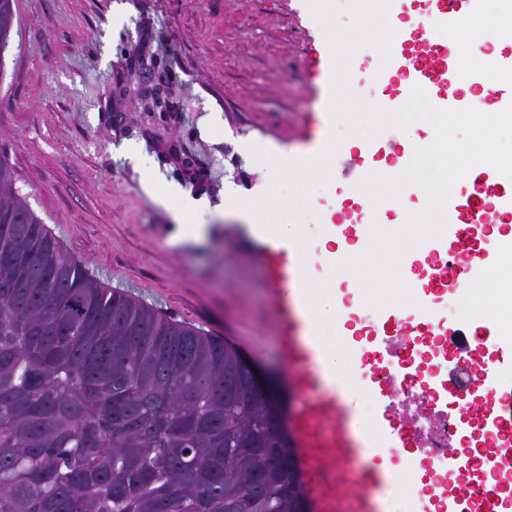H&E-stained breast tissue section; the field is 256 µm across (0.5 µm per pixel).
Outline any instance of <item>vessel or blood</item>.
<instances>
[{
    "label": "vessel or blood",
    "mask_w": 512,
    "mask_h": 512,
    "mask_svg": "<svg viewBox=\"0 0 512 512\" xmlns=\"http://www.w3.org/2000/svg\"><path fill=\"white\" fill-rule=\"evenodd\" d=\"M463 3L434 0L438 23L451 27ZM393 41L412 66L418 85L436 91L448 108L462 109L455 88L464 78L452 65L451 48L440 46L432 30L422 24L408 32L398 31ZM473 186L471 193L449 196L447 235L424 244L433 260L429 287L455 290V280L445 276L439 264L448 254L466 251L486 267L493 261L495 245L479 230L496 216L512 214V179L486 166L474 174ZM252 241L262 266L267 302L281 326L282 353L294 367L296 385L303 393L294 426L306 450L304 466L313 473L335 464L354 468L351 477L336 487L316 490L315 512H342L346 507L351 512H383L379 495L390 473L369 463L371 450L352 428L346 393L321 369V344L310 320L305 285L289 259L290 244L259 233ZM447 330L449 356L467 359L480 370L464 388L454 374L430 379L436 392L462 391L465 424L457 428L455 445L448 451V482L443 496L452 508L464 499L470 512H512V402L500 395L501 389L512 387V368H503L495 361L500 349L493 323L477 322L465 312ZM474 447L480 454L476 464L470 455Z\"/></svg>",
    "instance_id": "1"
}]
</instances>
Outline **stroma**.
<instances>
[{
  "mask_svg": "<svg viewBox=\"0 0 512 512\" xmlns=\"http://www.w3.org/2000/svg\"><path fill=\"white\" fill-rule=\"evenodd\" d=\"M17 0L0 56V153L18 190L89 273L236 348L298 406L234 200L266 191L263 163L300 169L346 124L330 114L334 54L308 0ZM161 87L162 112L141 90ZM201 175L192 182L189 171ZM199 201L181 235L143 183Z\"/></svg>",
  "mask_w": 512,
  "mask_h": 512,
  "instance_id": "stroma-1",
  "label": "stroma"
}]
</instances>
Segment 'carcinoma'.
<instances>
[{"mask_svg":"<svg viewBox=\"0 0 512 512\" xmlns=\"http://www.w3.org/2000/svg\"><path fill=\"white\" fill-rule=\"evenodd\" d=\"M17 22L0 0V53ZM287 419L232 347L92 277L0 155V512H305Z\"/></svg>","mask_w":512,"mask_h":512,"instance_id":"carcinoma-1","label":"carcinoma"}]
</instances>
